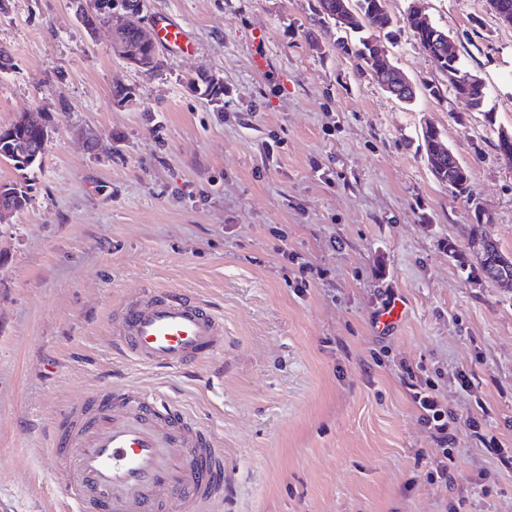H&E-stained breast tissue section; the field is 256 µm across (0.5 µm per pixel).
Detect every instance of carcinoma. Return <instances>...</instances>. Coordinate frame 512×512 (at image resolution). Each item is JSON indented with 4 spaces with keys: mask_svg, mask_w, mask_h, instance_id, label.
<instances>
[{
    "mask_svg": "<svg viewBox=\"0 0 512 512\" xmlns=\"http://www.w3.org/2000/svg\"><path fill=\"white\" fill-rule=\"evenodd\" d=\"M387 0H316L315 11L325 19L334 22L338 29H344L356 34L353 42L339 40L336 49L345 55H353L363 63V69L370 72L375 80H380V64L374 55V46L379 42L376 31L385 30V25L392 22L386 9ZM144 0H90L91 15L87 22L95 25H106L112 19V13L117 9H127L141 13L144 11ZM406 24L413 32L414 37L427 54H432L436 41L435 34L438 26L428 29L419 27L418 22L406 15ZM440 70L448 81V86L455 94H465L470 97L472 107L479 111L486 100V85L482 81H470L468 77L473 72L465 69L460 57L454 56L445 59L440 64ZM11 139L30 144H37L44 139V132L39 128L22 127L15 123L7 127H0V142ZM435 179L451 189L455 195L474 202L470 179L451 180L448 178V167L432 169Z\"/></svg>",
    "mask_w": 512,
    "mask_h": 512,
    "instance_id": "cac0c4a2",
    "label": "carcinoma"
}]
</instances>
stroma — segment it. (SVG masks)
Returning <instances> with one entry per match:
<instances>
[{"mask_svg":"<svg viewBox=\"0 0 512 512\" xmlns=\"http://www.w3.org/2000/svg\"><path fill=\"white\" fill-rule=\"evenodd\" d=\"M409 3L388 0L381 37L416 85L404 103L336 49L314 0H145L149 34L171 23L189 41L157 44L150 72L113 53L107 27L88 32L74 0H8L0 127L36 112L48 140L39 167L0 161V182L29 188L0 223L7 512H76L45 432L107 384L157 390L215 434L222 512H450L462 496L467 512H512V471L466 424L482 417L512 454V291L449 258L473 213L418 149L434 122L512 254V164L495 149L512 130V27L487 0H427L486 84L478 112L415 39ZM200 69L217 95L188 88ZM283 245L322 273L304 293ZM144 288L221 311L223 355L191 372L116 359L114 311ZM391 296L407 314L387 332L373 317ZM416 379L456 417L447 486L427 477L441 451Z\"/></svg>","mask_w":512,"mask_h":512,"instance_id":"obj_1","label":"stroma"}]
</instances>
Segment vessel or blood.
<instances>
[{"label":"vessel or blood","mask_w":512,"mask_h":512,"mask_svg":"<svg viewBox=\"0 0 512 512\" xmlns=\"http://www.w3.org/2000/svg\"><path fill=\"white\" fill-rule=\"evenodd\" d=\"M114 348L146 365L186 368L224 350V320L173 288L129 297ZM60 487L77 512H208L224 502V451L215 435L155 392L101 390L53 425Z\"/></svg>","instance_id":"b4317fda"}]
</instances>
